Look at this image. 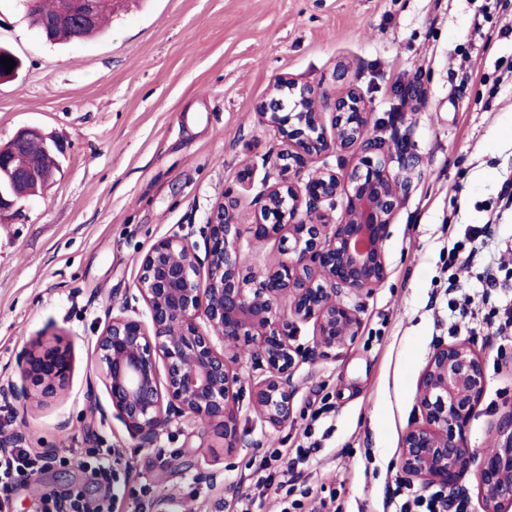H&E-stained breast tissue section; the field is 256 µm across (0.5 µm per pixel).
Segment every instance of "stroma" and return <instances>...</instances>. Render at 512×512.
Returning <instances> with one entry per match:
<instances>
[{
  "mask_svg": "<svg viewBox=\"0 0 512 512\" xmlns=\"http://www.w3.org/2000/svg\"><path fill=\"white\" fill-rule=\"evenodd\" d=\"M484 0H121L105 32L53 43L28 25L20 0H0V44L21 61L0 79V144L33 127L60 141L62 173L43 194L0 217V382L35 337L70 357L63 386L28 407L0 400V436L32 453L55 449L67 464L29 472L8 494L11 512H40L45 496L81 492L112 512H232L253 489L254 462L269 448L295 452L313 426L312 452L292 494L269 488L258 512L287 498L319 512H392L403 474V435L420 420L419 380L433 351L470 340L486 391L471 419V447L495 443L512 409V337L448 334V241L477 224V206L512 176V83L495 98L486 82L512 62V15L490 11L483 46L473 19ZM370 107L369 135L406 183L385 253L387 280L347 295L362 330L344 353L312 354V324L292 383L294 414L282 427L239 405L238 441L195 419L141 447L94 402L108 394L95 343L135 291L144 254L178 225L201 226L225 195L243 224L260 208L264 181L284 144L255 107L276 77L334 91L336 70ZM116 448L113 485L80 460Z\"/></svg>",
  "mask_w": 512,
  "mask_h": 512,
  "instance_id": "stroma-1",
  "label": "stroma"
}]
</instances>
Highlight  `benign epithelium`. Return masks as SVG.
<instances>
[{
    "label": "benign epithelium",
    "mask_w": 512,
    "mask_h": 512,
    "mask_svg": "<svg viewBox=\"0 0 512 512\" xmlns=\"http://www.w3.org/2000/svg\"><path fill=\"white\" fill-rule=\"evenodd\" d=\"M80 15L50 21L79 29L94 23L104 0H80ZM331 111L332 134L323 117ZM261 123L288 142L277 155L276 181L262 191L263 204L248 232L256 241L274 239L282 257L263 272L241 260L238 201L228 194L216 204L199 231L184 227L155 242L141 260L133 300L145 305L149 319L125 303L97 337L96 353L110 409L95 405L101 417L112 411L144 448H150L183 417L218 423L224 440L238 434L242 388L234 370L237 351L229 344L252 345L253 356L269 373L255 382L249 404L273 427L293 418L291 379L302 352L293 344L299 323L315 326L313 350L338 356L361 330L358 310L338 298L342 290L361 294L388 277L385 243L405 184L385 149L368 135L369 110L347 86L330 96L292 77H277L268 98L256 106ZM63 153L52 137L20 130L0 147V173L13 185L0 195V213L52 185L62 172L40 175L14 167L24 151ZM336 150L356 151L358 160L345 177L332 170L302 179L314 157ZM342 207L333 217L336 199ZM199 234L204 258L190 238ZM206 268L198 279V266ZM164 370H159V367ZM21 383L0 385V399L22 406L35 400L24 384L34 378L44 392L56 390L69 369L65 353L31 340L17 357ZM482 357L464 340L435 349L418 391L423 422L403 436L399 466L410 479L438 485L452 501L461 476L473 471L485 491L484 512L512 508V408L496 425L495 447L481 451L468 442L469 423L486 390Z\"/></svg>",
    "instance_id": "7a95c632"
}]
</instances>
